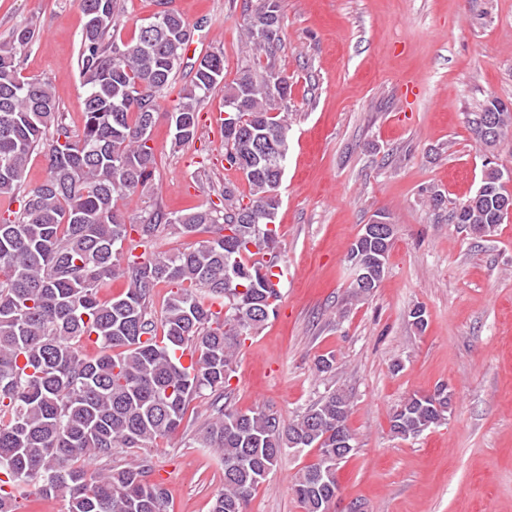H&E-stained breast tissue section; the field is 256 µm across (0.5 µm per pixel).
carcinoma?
Returning a JSON list of instances; mask_svg holds the SVG:
<instances>
[{
    "label": "carcinoma",
    "instance_id": "cac0c4a2",
    "mask_svg": "<svg viewBox=\"0 0 512 512\" xmlns=\"http://www.w3.org/2000/svg\"><path fill=\"white\" fill-rule=\"evenodd\" d=\"M86 18L78 57L85 89L83 126L59 112L51 84L20 75L18 55L35 37L33 25L0 42V197L18 202L0 218V512H19L25 486L69 497L70 512H171L150 461L100 469L123 449L150 448L175 433L189 403L222 393L242 344L276 312L280 290L255 259L277 249L273 195L288 159L287 74L269 66L241 69L224 83V52L204 56L189 88L169 113L172 144L197 133L198 106L219 86L238 103L237 129L224 133L229 167L249 187L248 205L224 188V207L184 213L154 210L126 223L118 200L146 187L156 165L148 145L158 99L172 86L191 28L175 10L157 12L136 38L117 44L110 30L118 0H79ZM279 0H260L248 17L244 44L271 59L281 45ZM474 140L494 154L512 142V105L490 93L467 113ZM39 151L47 175L24 190L31 156ZM509 179L487 167L475 193L447 204L434 191L429 205L448 223L489 237L508 219ZM145 248L161 234L211 237L183 251L124 253L131 232ZM394 225H366L348 261L355 272L382 279ZM127 282L108 300L112 277ZM172 286L160 314L154 290ZM98 352L87 357L81 344ZM189 352L184 365L177 352ZM451 395L441 385L414 393L396 407L390 430L421 435L448 419ZM350 394L338 387L290 423L270 409H218L191 445L224 463V487L210 512H244L283 450L317 448L316 460L293 483L304 512H330L341 487L339 464L355 449L347 420Z\"/></svg>",
    "mask_w": 512,
    "mask_h": 512
}]
</instances>
